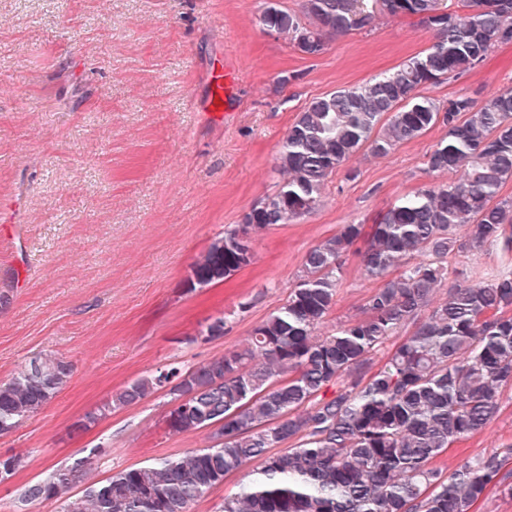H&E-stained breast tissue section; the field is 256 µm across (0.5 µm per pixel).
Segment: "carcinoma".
I'll use <instances>...</instances> for the list:
<instances>
[{
  "label": "carcinoma",
  "mask_w": 512,
  "mask_h": 512,
  "mask_svg": "<svg viewBox=\"0 0 512 512\" xmlns=\"http://www.w3.org/2000/svg\"><path fill=\"white\" fill-rule=\"evenodd\" d=\"M446 12L440 0H306L309 23L272 3L259 23L298 51L317 56L327 37L368 26L375 13L416 16L435 41L390 72L311 100L290 127L277 157V192L243 222L224 230L192 264L209 287L242 269L236 240L315 210L326 181L364 146L385 154L440 125L445 137L427 169L457 178L400 199L365 229L344 224L307 251L302 274L283 306L257 325L248 344L188 369L142 376L85 414V430L113 410L139 403L171 384L187 408L170 411L175 434L209 429L211 445L130 467L73 488L107 448L98 445L26 486V501L60 512H188L224 478L258 463L221 512H471L502 484L497 453L466 462L448 477L432 461L483 430L512 386V266L491 279L448 280V254L501 246L512 251V88L478 104L443 105L419 89L481 62L512 44V0H467ZM362 244L365 275L383 280L363 317L321 331L336 304L341 257ZM414 330L371 375L365 368L397 329ZM70 362L51 355L0 385V430L43 409L67 383ZM336 385L326 396L330 385ZM290 440L294 448L280 449Z\"/></svg>",
  "instance_id": "carcinoma-1"
}]
</instances>
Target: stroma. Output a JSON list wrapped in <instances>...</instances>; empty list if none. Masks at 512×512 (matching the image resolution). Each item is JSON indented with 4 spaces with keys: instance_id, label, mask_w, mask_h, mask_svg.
Returning a JSON list of instances; mask_svg holds the SVG:
<instances>
[{
    "instance_id": "obj_1",
    "label": "stroma",
    "mask_w": 512,
    "mask_h": 512,
    "mask_svg": "<svg viewBox=\"0 0 512 512\" xmlns=\"http://www.w3.org/2000/svg\"><path fill=\"white\" fill-rule=\"evenodd\" d=\"M265 0H0V384L52 355L73 372L38 413L0 434V455L24 466L0 484V512H51L20 489L97 444L89 473L206 447L207 432L174 434L165 393L73 424L136 378L192 366L244 346L285 303L306 252L345 224H374L398 200L449 181L425 170L444 137L434 126L385 154L362 149L329 177L320 206L253 236L252 262L192 290L193 261L277 190L276 158L306 104L358 86L428 48L418 18L376 15L307 56L258 23ZM234 76L223 114L209 105L211 71ZM512 88V45L419 93L483 101ZM499 247L455 252L448 280L490 278L511 260ZM377 286L356 251L343 258L327 324L361 318ZM227 324L204 341L201 324ZM512 475V388L497 417L434 465L449 473L492 453Z\"/></svg>"
}]
</instances>
